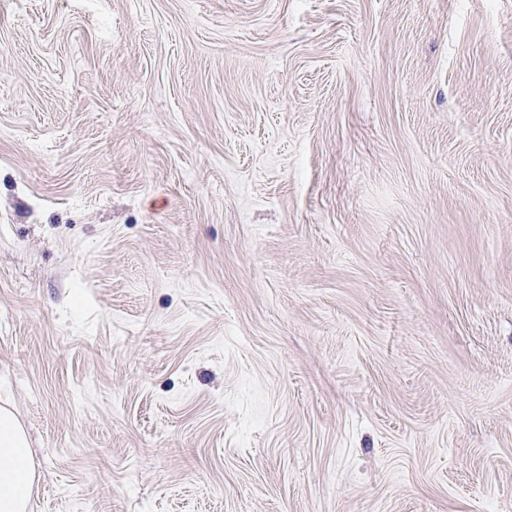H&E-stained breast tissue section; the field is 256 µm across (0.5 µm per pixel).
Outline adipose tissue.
Wrapping results in <instances>:
<instances>
[{
	"instance_id": "ef3b65f1",
	"label": "adipose tissue",
	"mask_w": 512,
	"mask_h": 512,
	"mask_svg": "<svg viewBox=\"0 0 512 512\" xmlns=\"http://www.w3.org/2000/svg\"><path fill=\"white\" fill-rule=\"evenodd\" d=\"M35 474L28 436L14 413L0 408V512H27Z\"/></svg>"
}]
</instances>
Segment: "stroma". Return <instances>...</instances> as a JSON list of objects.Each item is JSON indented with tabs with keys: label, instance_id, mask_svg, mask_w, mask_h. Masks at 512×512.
Returning a JSON list of instances; mask_svg holds the SVG:
<instances>
[{
	"label": "stroma",
	"instance_id": "obj_1",
	"mask_svg": "<svg viewBox=\"0 0 512 512\" xmlns=\"http://www.w3.org/2000/svg\"><path fill=\"white\" fill-rule=\"evenodd\" d=\"M0 407L29 512H512V0H0Z\"/></svg>",
	"mask_w": 512,
	"mask_h": 512
}]
</instances>
